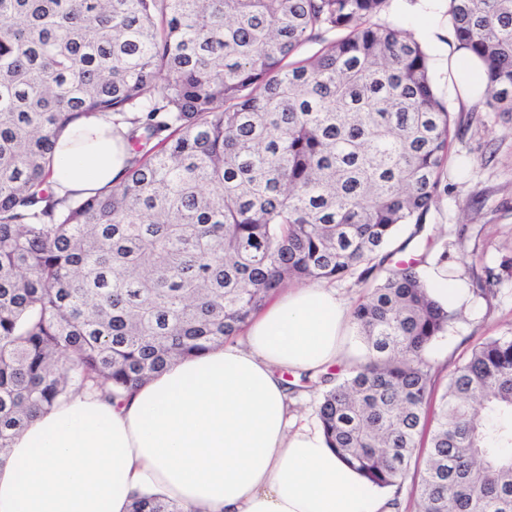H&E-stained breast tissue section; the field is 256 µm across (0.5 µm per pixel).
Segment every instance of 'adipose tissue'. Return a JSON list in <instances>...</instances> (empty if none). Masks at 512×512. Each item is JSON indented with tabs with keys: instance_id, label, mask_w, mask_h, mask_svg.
<instances>
[{
	"instance_id": "ef3b65f1",
	"label": "adipose tissue",
	"mask_w": 512,
	"mask_h": 512,
	"mask_svg": "<svg viewBox=\"0 0 512 512\" xmlns=\"http://www.w3.org/2000/svg\"><path fill=\"white\" fill-rule=\"evenodd\" d=\"M54 156L55 192L86 196L119 182L129 154L92 116L60 133ZM349 322L329 288H293L236 342L180 359L114 402H60L0 459V512H130L150 492L182 512H391L322 430L291 423L285 373L346 361Z\"/></svg>"
}]
</instances>
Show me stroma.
Segmentation results:
<instances>
[{"label":"stroma","mask_w":512,"mask_h":512,"mask_svg":"<svg viewBox=\"0 0 512 512\" xmlns=\"http://www.w3.org/2000/svg\"><path fill=\"white\" fill-rule=\"evenodd\" d=\"M385 18L423 45L436 94L454 120L441 190L423 229L415 236L406 225L396 238L404 246L398 259L417 260L424 280L441 274L465 281L475 292L471 306L459 311L427 353L443 386L447 372L476 344L512 335V113L476 111V99L449 79L448 55L456 43L447 0H390ZM443 251L448 254L444 262L439 259ZM488 279L498 290L491 300L477 293ZM289 381L295 387L292 412L298 424L318 427L317 376L303 372Z\"/></svg>","instance_id":"obj_1"}]
</instances>
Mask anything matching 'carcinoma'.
<instances>
[{"label":"carcinoma","instance_id":"1","mask_svg":"<svg viewBox=\"0 0 512 512\" xmlns=\"http://www.w3.org/2000/svg\"><path fill=\"white\" fill-rule=\"evenodd\" d=\"M389 0H0V455L83 390L112 399L238 335L288 281L370 284L365 361L320 376L319 426L418 512H512V336L454 365L455 312L399 229L439 195L450 112ZM512 112V0H448ZM307 44L319 49L302 57ZM101 114L132 157L87 198L52 191L58 133ZM131 512H181L160 494Z\"/></svg>","mask_w":512,"mask_h":512}]
</instances>
